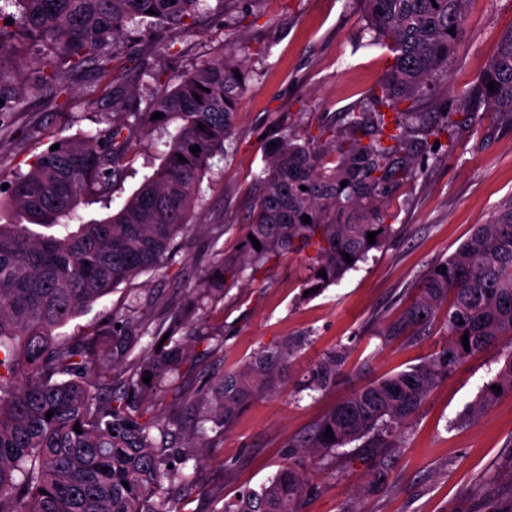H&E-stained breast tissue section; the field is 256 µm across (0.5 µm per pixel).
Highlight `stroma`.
Wrapping results in <instances>:
<instances>
[{
    "label": "stroma",
    "mask_w": 512,
    "mask_h": 512,
    "mask_svg": "<svg viewBox=\"0 0 512 512\" xmlns=\"http://www.w3.org/2000/svg\"><path fill=\"white\" fill-rule=\"evenodd\" d=\"M367 26L361 0H208L178 37L143 24L120 37L127 76L99 81L80 73L69 78L65 92L50 89L39 98L26 91L40 68V46L22 40L13 55L0 58L8 76L0 101L13 108L0 126L1 185L26 173L57 139L110 127L120 118L115 99L133 97L147 107L153 96L222 53L242 60L252 75L227 153L213 159L203 178L194 209L198 224L178 236L174 263L119 286L65 334L80 333L138 296L167 307L200 287L222 256L236 252L262 192L257 176L269 139L283 128L303 137L334 131L343 112L367 108L392 58ZM511 33L512 0H472L447 77L420 99L424 123L447 113L452 144L420 158L415 176L395 192L386 209L393 234L383 247L314 296L304 293L305 258L295 254L225 288L208 318L223 335L224 350L199 358V376L184 383L188 393L201 386V373L241 368L262 348L287 340L298 348L278 392L246 405L219 448L207 449L194 473L198 490L183 512H212L213 495L227 499L259 488L289 462L307 480L299 512H512V395L478 418L469 416L470 404L501 366L494 351L465 361L432 388L399 447L389 450L382 486L371 487L374 459L360 442L341 448L331 461L295 445L357 385L420 365L447 344L440 319L416 336L391 341L384 331L420 280L512 195V125L487 103L465 96ZM131 136L121 185L108 198L87 196L78 209L83 221L117 212L160 164L167 130L139 127ZM334 349L346 355L336 385L322 393L302 391L310 371Z\"/></svg>",
    "instance_id": "1"
}]
</instances>
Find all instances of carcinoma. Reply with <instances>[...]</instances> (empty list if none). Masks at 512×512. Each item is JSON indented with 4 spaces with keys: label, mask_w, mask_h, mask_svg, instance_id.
Returning <instances> with one entry per match:
<instances>
[{
    "label": "carcinoma",
    "mask_w": 512,
    "mask_h": 512,
    "mask_svg": "<svg viewBox=\"0 0 512 512\" xmlns=\"http://www.w3.org/2000/svg\"><path fill=\"white\" fill-rule=\"evenodd\" d=\"M202 2L0 0V19L13 21L0 26V58L25 36L49 49L50 70L37 71L30 86L35 98L49 86L63 88L75 73L119 78L124 68L116 38L128 24L159 26L176 36L198 16ZM470 2L363 0L373 39L393 53L371 94L373 111L344 113L340 129L324 141L323 130L302 141L283 130L258 175L263 192L249 233L261 249L246 240L240 254L222 259L219 276L187 302L174 299L171 308L159 310L153 300L141 301L81 334L62 333L120 285L175 260L176 238L193 227L203 176L224 151L247 89L250 74L242 61L219 55L202 63L144 111L121 104L133 122L60 139L59 149L45 150L10 182L9 202L27 223L0 224V512H180L181 498L195 488L189 467L203 461L202 449L217 447L245 405L276 391L294 352L288 341L265 348L246 366L213 374L190 398L180 380L196 370L191 351L200 347L215 355L223 348L199 311L224 296L225 283L247 270L254 276L279 256L305 255L306 289L322 290L383 246L392 232L382 214L390 195L412 176L416 160L448 136L443 121L416 126L413 106L401 105L446 75ZM9 6L19 15L7 12ZM472 92L512 123V35ZM155 112L162 118L151 119ZM172 122L177 127L161 164L122 208L75 223L85 195L115 189L131 150L128 131ZM195 145L196 154L190 151ZM373 231L371 245L367 233ZM346 253L353 262H346ZM443 305L446 348L419 366L353 389L296 447L331 453L367 438L374 448H395L437 381L498 346L503 364L471 415L512 394V196L428 273L386 336L425 326ZM184 327L190 333L178 335ZM343 363L342 353L327 354L304 388L328 390ZM165 402L168 407L160 409ZM49 410L54 414L48 419ZM328 426L332 438L325 437ZM305 485L293 466H283L259 489L240 491L215 512H299Z\"/></svg>",
    "instance_id": "obj_1"
}]
</instances>
